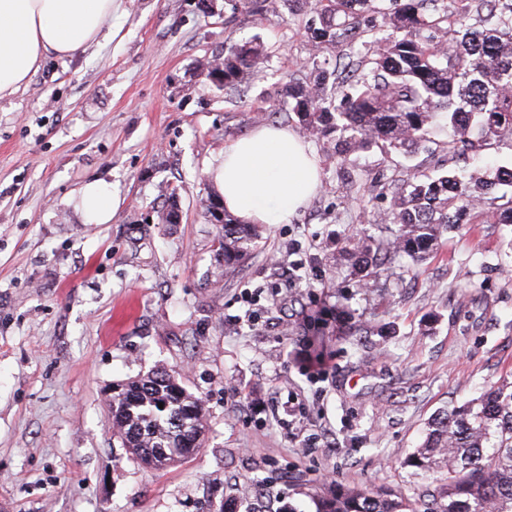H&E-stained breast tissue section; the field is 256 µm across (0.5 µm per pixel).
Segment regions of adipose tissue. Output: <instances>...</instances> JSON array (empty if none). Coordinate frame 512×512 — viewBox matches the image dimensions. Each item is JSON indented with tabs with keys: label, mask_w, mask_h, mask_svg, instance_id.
Returning a JSON list of instances; mask_svg holds the SVG:
<instances>
[{
	"label": "adipose tissue",
	"mask_w": 512,
	"mask_h": 512,
	"mask_svg": "<svg viewBox=\"0 0 512 512\" xmlns=\"http://www.w3.org/2000/svg\"><path fill=\"white\" fill-rule=\"evenodd\" d=\"M115 0H0V99L13 95L47 54L71 58L96 43ZM207 174L243 224H285L318 192L316 156L294 130L262 124Z\"/></svg>",
	"instance_id": "ef3b65f1"
}]
</instances>
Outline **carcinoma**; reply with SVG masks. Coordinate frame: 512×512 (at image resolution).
Instances as JSON below:
<instances>
[{"instance_id": "cac0c4a2", "label": "carcinoma", "mask_w": 512, "mask_h": 512, "mask_svg": "<svg viewBox=\"0 0 512 512\" xmlns=\"http://www.w3.org/2000/svg\"><path fill=\"white\" fill-rule=\"evenodd\" d=\"M379 2L314 0L313 53L341 38L362 43L365 59L331 72L318 67L312 79L281 89L300 125L338 157L380 146L408 155L433 128L453 130L445 148L455 164L435 175L415 172L393 192L385 218L396 234L364 236L350 248L364 286L397 257L425 260L461 211L490 203L492 223L512 224V165L474 174L458 165L476 143L512 139V0H448L435 19L426 16L428 0H390L393 34L377 37L358 20L378 14ZM222 61L228 86L262 67L266 50L245 42L224 51ZM221 227L218 249L229 275L253 251L258 230L227 212ZM122 387L109 404L112 429L142 464L163 467L204 447V403L175 375L156 369ZM403 466L435 486L416 498L338 486L316 500V512H512V381L438 412ZM249 500L242 488L225 497L221 512H254Z\"/></svg>"}]
</instances>
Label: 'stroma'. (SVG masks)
Returning a JSON list of instances; mask_svg holds the SVG:
<instances>
[{"label": "stroma", "instance_id": "35a3bbf8", "mask_svg": "<svg viewBox=\"0 0 512 512\" xmlns=\"http://www.w3.org/2000/svg\"><path fill=\"white\" fill-rule=\"evenodd\" d=\"M119 0L105 40L47 58L0 100V506L7 512H218L252 486L256 512H311L333 484L408 495L403 460L438 411L512 379V224L473 218L416 265L360 287L343 247L392 236L394 182L447 166L450 133L407 157L330 158L322 188L266 224L232 277L203 203L209 164L309 79L303 0ZM263 41L229 87L206 64ZM105 183L112 219L76 207ZM176 198L181 221L157 216ZM322 349L327 373L305 371ZM164 368L207 412L197 455L152 469L112 431L113 385Z\"/></svg>", "mask_w": 512, "mask_h": 512}]
</instances>
